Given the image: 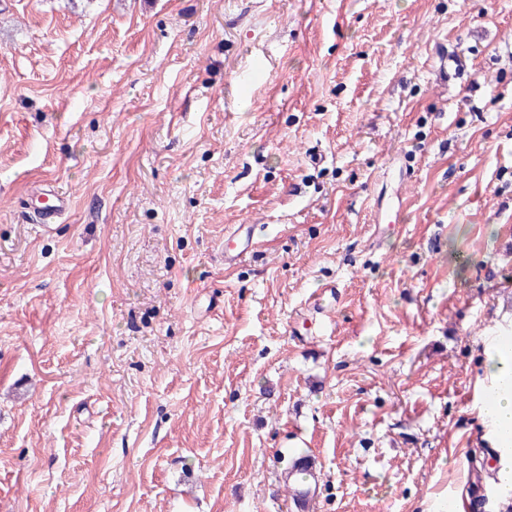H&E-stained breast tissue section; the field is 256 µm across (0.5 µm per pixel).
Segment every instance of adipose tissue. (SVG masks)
Wrapping results in <instances>:
<instances>
[{"label": "adipose tissue", "instance_id": "obj_1", "mask_svg": "<svg viewBox=\"0 0 512 512\" xmlns=\"http://www.w3.org/2000/svg\"><path fill=\"white\" fill-rule=\"evenodd\" d=\"M485 377L494 399L482 400L479 416L492 437L497 453L495 494L499 502L512 500V341L489 338L485 345Z\"/></svg>", "mask_w": 512, "mask_h": 512}]
</instances>
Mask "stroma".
I'll use <instances>...</instances> for the list:
<instances>
[{
  "instance_id": "stroma-1",
  "label": "stroma",
  "mask_w": 512,
  "mask_h": 512,
  "mask_svg": "<svg viewBox=\"0 0 512 512\" xmlns=\"http://www.w3.org/2000/svg\"><path fill=\"white\" fill-rule=\"evenodd\" d=\"M511 324L512 0H0V512H429ZM44 195L46 200L45 202H41L42 206L37 208L38 215L42 224H53L57 218L61 217L67 211L69 199L65 194L51 190ZM50 199L49 204H43ZM255 225L240 224L224 243V261H237L241 259L253 246Z\"/></svg>"
}]
</instances>
